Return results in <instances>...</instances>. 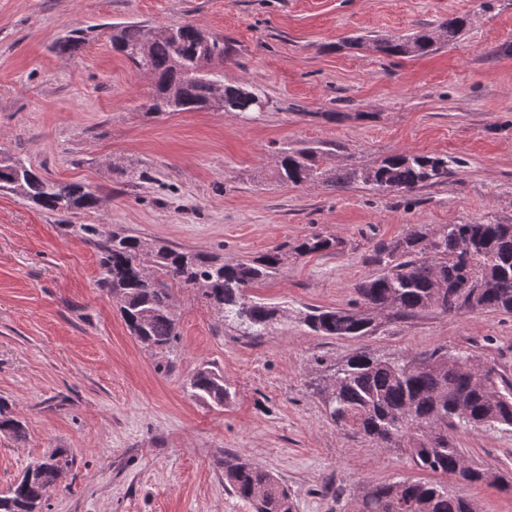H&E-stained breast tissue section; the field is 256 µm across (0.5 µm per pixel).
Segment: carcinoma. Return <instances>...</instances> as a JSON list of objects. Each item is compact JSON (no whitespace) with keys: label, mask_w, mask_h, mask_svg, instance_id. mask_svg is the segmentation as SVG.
Returning a JSON list of instances; mask_svg holds the SVG:
<instances>
[{"label":"carcinoma","mask_w":512,"mask_h":512,"mask_svg":"<svg viewBox=\"0 0 512 512\" xmlns=\"http://www.w3.org/2000/svg\"><path fill=\"white\" fill-rule=\"evenodd\" d=\"M468 23L466 16H452L438 34L357 37L346 45L358 48L370 41L384 57H425L441 43H453ZM112 46L150 77V114L217 111L242 116L249 96L255 94L246 84L224 83L229 47L224 38L192 24L159 31L139 23L118 24L112 27ZM457 164L446 155L405 154L368 166L337 167L329 161V151L312 146H282L276 155L277 178L284 184H362L403 194L444 182L450 166ZM0 190L53 213H95L105 207V199L91 185L53 180L10 154L0 164ZM77 231L99 251L104 269L100 287L120 304L130 334L148 348L169 353L178 336L172 284L198 289L200 298L224 319L262 336L278 320L280 309L249 296L247 290L283 274L290 256L320 253L335 245L332 238L314 233L257 257L226 260L150 241L132 230L114 231L105 239L98 238L93 224H79ZM373 262L377 272L356 285L363 309L313 307L304 313L303 323L322 336L359 339L376 330L377 312L399 318L429 308L446 313L451 301L465 313L512 314V223L411 224L401 236L376 246ZM331 378L332 395L325 387L319 394L333 424L389 445L404 441L416 467L441 477H454L464 457L451 431L512 427V381L463 352L436 351L418 367L405 355L381 358L356 351ZM188 391L217 406L230 394L224 376L207 367L192 376ZM2 431L17 440L26 438L24 425L0 405ZM44 463L46 472L24 476L0 493V512H41L47 490L69 459L55 452ZM224 482L256 512H296L288 490L258 466L226 464ZM459 482L512 488L511 475L477 465ZM356 512H473V506L441 481L407 480L369 488L356 502Z\"/></svg>","instance_id":"cac0c4a2"}]
</instances>
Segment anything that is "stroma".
I'll return each instance as SVG.
<instances>
[{
  "label": "stroma",
  "instance_id": "obj_1",
  "mask_svg": "<svg viewBox=\"0 0 512 512\" xmlns=\"http://www.w3.org/2000/svg\"><path fill=\"white\" fill-rule=\"evenodd\" d=\"M0 0V148L48 177L86 183L96 213L56 214L0 193V402L26 427L0 433V492L65 450L70 463L43 512H252L224 484V461L258 465L288 487L297 512H353L362 489L430 480L405 449L340 430L315 391L354 350L423 357L465 350L512 380V315L429 309L360 340L300 322L312 306L348 309L372 275L376 244L411 224L512 223V0ZM472 22L423 58H385L342 40L369 32ZM192 22L233 53L224 80L264 91L255 119L222 112L147 114V75L112 49L109 26ZM82 28L74 50L56 43ZM329 148L336 166L395 154L458 159L444 183L406 195L364 186L283 185L282 143ZM130 229L228 258L319 232L334 248L288 260L252 288L283 316L263 336L174 287V353L130 335L98 286L93 244L70 232ZM214 366L221 407L189 396ZM468 459L512 471V428L458 429ZM477 512H512V492L449 481Z\"/></svg>",
  "mask_w": 512,
  "mask_h": 512
}]
</instances>
